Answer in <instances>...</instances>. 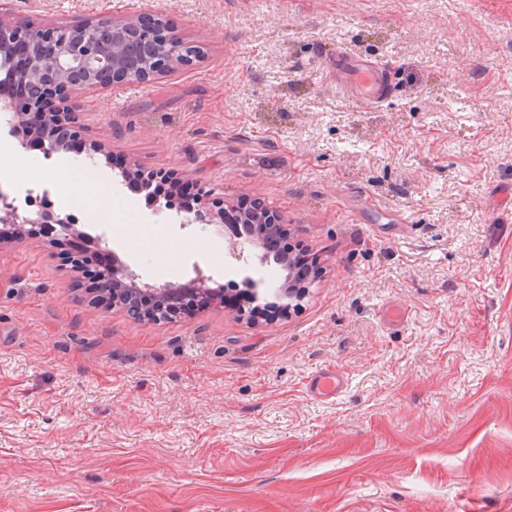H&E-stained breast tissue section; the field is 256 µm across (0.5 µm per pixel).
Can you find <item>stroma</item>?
Masks as SVG:
<instances>
[{
  "instance_id": "stroma-1",
  "label": "stroma",
  "mask_w": 512,
  "mask_h": 512,
  "mask_svg": "<svg viewBox=\"0 0 512 512\" xmlns=\"http://www.w3.org/2000/svg\"><path fill=\"white\" fill-rule=\"evenodd\" d=\"M70 27L148 12L203 55L73 94L97 175L78 224L144 282L285 272L169 223L121 164L257 199L316 268L274 320L147 322L58 241L0 244V512H512V0H0ZM387 101L336 86L341 51ZM340 370L335 398L309 392ZM343 374L335 368H324L315 373L309 381V392L312 397L328 399L342 392Z\"/></svg>"
}]
</instances>
